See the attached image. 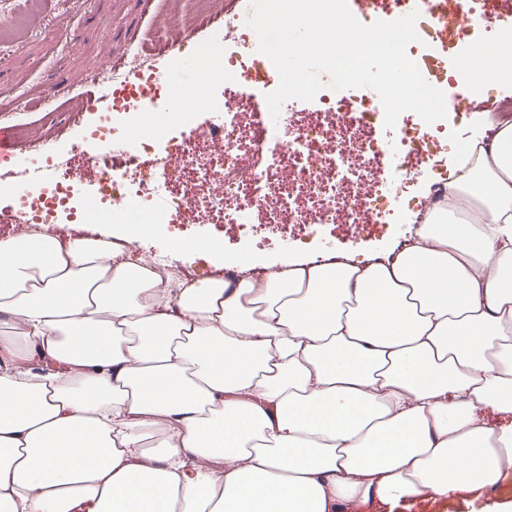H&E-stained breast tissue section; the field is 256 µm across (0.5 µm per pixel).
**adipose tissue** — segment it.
Returning <instances> with one entry per match:
<instances>
[{"mask_svg":"<svg viewBox=\"0 0 512 512\" xmlns=\"http://www.w3.org/2000/svg\"><path fill=\"white\" fill-rule=\"evenodd\" d=\"M468 84L512 81L497 40ZM0 512H334L512 471V122L415 241L170 287L124 235L0 243ZM61 373L34 381L15 359Z\"/></svg>","mask_w":512,"mask_h":512,"instance_id":"obj_1","label":"adipose tissue"}]
</instances>
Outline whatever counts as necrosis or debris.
Instances as JSON below:
<instances>
[{
	"label": "necrosis or debris",
	"instance_id": "4bbe7bcc",
	"mask_svg": "<svg viewBox=\"0 0 512 512\" xmlns=\"http://www.w3.org/2000/svg\"><path fill=\"white\" fill-rule=\"evenodd\" d=\"M142 69L147 78L132 94L127 91L124 67L97 75V82L111 86L120 97L111 111L99 116L91 133L92 146L78 148V165L67 160L46 163L44 148L36 145L30 165L11 171L10 179L19 191L15 218L25 231H39L34 216L73 200L103 151L131 153L132 161L105 177L97 208L83 214L86 224H128L135 218L170 224L185 214L203 212L216 224L232 223L240 230L283 238L339 227L348 230L370 213L383 219L385 209L367 184L373 172L370 147L354 119L338 123L328 111L303 112L298 100L291 99L282 107L281 127L260 139L238 118L243 91H231L223 95L209 133L220 146L219 158L201 167L196 153L199 135L192 128L181 145L183 165L174 170L166 157L154 151L155 130H147L134 143L116 131L115 113L143 116L156 107L162 76L150 62H143ZM258 153L268 155L266 169L252 165ZM340 160L349 166L354 184L342 194L336 179Z\"/></svg>",
	"mask_w": 512,
	"mask_h": 512
}]
</instances>
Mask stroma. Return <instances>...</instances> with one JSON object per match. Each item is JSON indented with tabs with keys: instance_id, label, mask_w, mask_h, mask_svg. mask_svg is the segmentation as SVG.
Wrapping results in <instances>:
<instances>
[{
	"instance_id": "obj_1",
	"label": "stroma",
	"mask_w": 512,
	"mask_h": 512,
	"mask_svg": "<svg viewBox=\"0 0 512 512\" xmlns=\"http://www.w3.org/2000/svg\"><path fill=\"white\" fill-rule=\"evenodd\" d=\"M10 8V18L0 17V129L17 142L20 154L0 164L4 172L28 166V146L35 139L51 140L52 158L70 155L72 145L84 143L96 118L89 114L71 126L67 109L81 104L88 79L107 69L111 54L139 45L147 33L161 42L170 40L178 17L194 15L204 22L222 16L224 0H12ZM222 35V30H213L209 39L191 42L189 51L160 62L161 72L174 78L170 96L181 93L186 77L207 87L217 68ZM22 92L28 93L34 110L5 112V104ZM481 119L478 112L468 116L452 112L439 122L428 154L413 162L420 177L410 180L401 198L392 203L383 228L361 240L316 234L261 243L232 229L220 233L200 218L184 222L175 233L163 224H142L131 249L141 258L155 255L168 268H188L207 278L219 276V269L184 249L183 241L223 237L224 255L237 268L261 262L273 272L284 269L288 260L316 257L336 248L359 257L389 248L416 232V215L431 208L434 187L464 156ZM63 125L69 128L67 135L53 139V130Z\"/></svg>"
}]
</instances>
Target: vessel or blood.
Segmentation results:
<instances>
[{
    "instance_id": "b4317fda",
    "label": "vessel or blood",
    "mask_w": 512,
    "mask_h": 512,
    "mask_svg": "<svg viewBox=\"0 0 512 512\" xmlns=\"http://www.w3.org/2000/svg\"><path fill=\"white\" fill-rule=\"evenodd\" d=\"M353 15L362 23L378 20L392 21L412 11H419L416 30L421 39L417 44L416 63L424 77L439 83L440 76L448 69L449 31L474 26L496 19L512 20V0H485L481 12H472L463 0H348ZM228 50L224 55L225 71L236 72L243 84L253 110L257 114L255 131H264L272 123L265 100L267 93L278 85L274 75H264L248 68H236L241 46L232 36H225ZM340 111L353 115L377 147L376 169L384 175L385 184H392L404 177L414 179L417 169L408 167L409 157L422 155L431 138L428 126H420L407 139L393 140L392 133L384 127V110L378 95L370 89L339 91ZM512 498V475L492 484L470 491L452 494H408L391 500L377 494L368 495L354 506L337 503L336 512H493L501 501Z\"/></svg>"
}]
</instances>
